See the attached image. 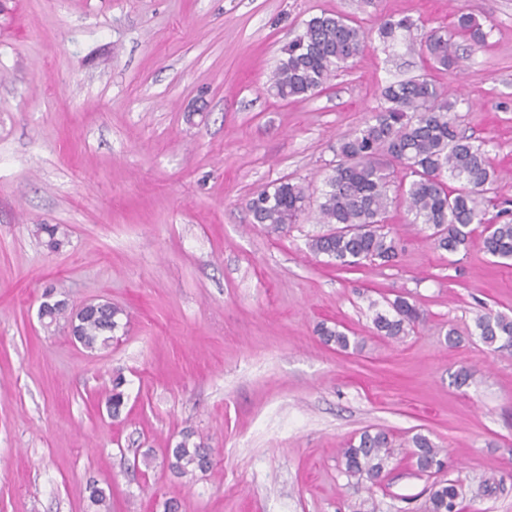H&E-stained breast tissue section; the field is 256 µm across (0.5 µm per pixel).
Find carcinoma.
I'll return each instance as SVG.
<instances>
[{
	"mask_svg": "<svg viewBox=\"0 0 512 512\" xmlns=\"http://www.w3.org/2000/svg\"><path fill=\"white\" fill-rule=\"evenodd\" d=\"M417 24L407 18L387 19L378 28L384 42L397 35L411 36ZM458 36L483 48L489 32L469 11L457 10L450 36L436 31L425 36L422 47L433 63L443 70L459 67L460 58L450 50L451 37ZM368 47V35L349 17L324 13L304 23L283 49L285 58L273 72L268 90L281 100L307 99L323 90L330 78L349 60ZM454 105L440 86L426 76L392 82L381 91V105L364 124L342 137L336 145V164L325 178V189L318 205L319 224L336 229L315 235L309 248L325 255L340 268H356L366 263L390 266L399 255V244L386 224L393 206H403L413 223L425 224L428 238L442 250L455 253L467 244L474 226L483 228L486 251L493 257L512 260V220L500 214L488 216L485 194L498 175L483 144H476L460 133L452 116ZM403 172L406 182L394 186L395 173ZM458 183L452 188L448 180ZM307 188L280 181L254 193L248 201L254 223L271 233H281L299 222L307 206ZM44 245L58 250L63 240L59 226L40 224ZM394 315L375 312L373 324L378 333L393 341L409 335L420 314L403 297L390 303ZM40 318L46 326L66 324L76 342L90 352L112 346L114 333L121 328L124 310L109 301L95 303L92 309H72L64 299H45ZM481 341L492 347H512V318L489 313L475 317ZM327 344L342 351L356 348L359 341L339 328L319 327ZM125 378L112 376L106 395L111 416L120 415L125 405ZM186 430L181 440L167 449L171 471L186 474L206 471L211 466L209 449L192 440ZM413 457L419 470L441 464L443 449L427 436L412 437ZM391 439L383 429L364 431L359 440L341 449L345 473L356 483L378 484L390 458ZM459 491L453 481L436 485L429 496L428 512H461Z\"/></svg>",
	"mask_w": 512,
	"mask_h": 512,
	"instance_id": "obj_1",
	"label": "carcinoma"
}]
</instances>
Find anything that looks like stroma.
<instances>
[{
	"label": "stroma",
	"mask_w": 512,
	"mask_h": 512,
	"mask_svg": "<svg viewBox=\"0 0 512 512\" xmlns=\"http://www.w3.org/2000/svg\"><path fill=\"white\" fill-rule=\"evenodd\" d=\"M458 4L489 32L473 52L454 38L462 70L376 39L404 17L448 33ZM324 12L348 15L370 48L320 94L274 97L282 47ZM423 74L512 202V0H0V512H93L92 480L110 512H162L169 498L180 512H424L444 480L464 512H512V347L474 333L477 313L512 317V261L478 233L438 249L402 208L389 214L395 266L343 270L308 248L338 140L385 84ZM286 179L310 206L271 234L247 203ZM38 224L64 228L60 251ZM49 289L122 307L124 332L92 353L45 329ZM400 295L421 316L394 342L372 318ZM322 324L361 348L324 343ZM116 371L127 401L114 418ZM376 428L396 450L368 493L340 450ZM186 430L209 470L166 466ZM418 433L446 468L417 472ZM487 477L500 489L474 497ZM125 378L121 373L113 374L112 388L106 395L107 409L112 417H118L125 405Z\"/></svg>",
	"instance_id": "obj_1"
}]
</instances>
